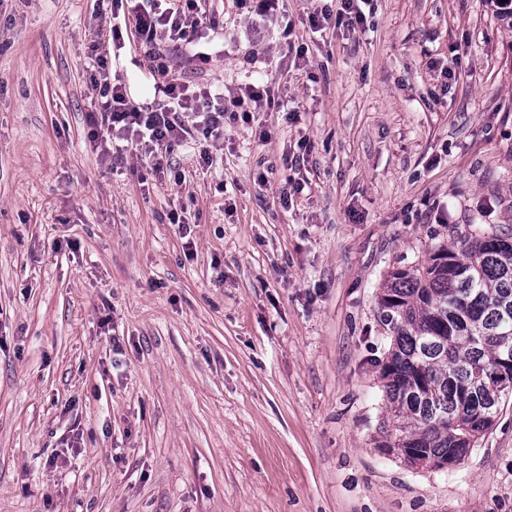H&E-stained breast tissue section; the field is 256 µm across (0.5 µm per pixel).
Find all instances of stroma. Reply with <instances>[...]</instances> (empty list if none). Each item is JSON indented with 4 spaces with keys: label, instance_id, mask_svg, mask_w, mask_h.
Masks as SVG:
<instances>
[{
    "label": "stroma",
    "instance_id": "obj_1",
    "mask_svg": "<svg viewBox=\"0 0 512 512\" xmlns=\"http://www.w3.org/2000/svg\"><path fill=\"white\" fill-rule=\"evenodd\" d=\"M193 6L206 65L122 26L135 99L267 81L284 109L158 175L91 140L111 0H0V512H512V399L455 468L383 449L380 309L469 225L512 233V17L372 0L320 35L339 0ZM366 1L369 0H340L341 7L336 15L327 8L321 10L320 13H313L309 17L310 28L316 33L327 28L335 29L336 26H343L354 33L364 25L366 20L360 7V3L366 4Z\"/></svg>",
    "mask_w": 512,
    "mask_h": 512
}]
</instances>
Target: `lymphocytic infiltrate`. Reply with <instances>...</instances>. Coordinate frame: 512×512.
Wrapping results in <instances>:
<instances>
[{"label": "lymphocytic infiltrate", "mask_w": 512, "mask_h": 512, "mask_svg": "<svg viewBox=\"0 0 512 512\" xmlns=\"http://www.w3.org/2000/svg\"><path fill=\"white\" fill-rule=\"evenodd\" d=\"M162 2L135 0L131 13L141 40L146 46H153L158 34L163 32L172 42L192 45L195 61L210 62V44L204 41L203 32L216 29V19L166 8ZM155 92L163 96V103L145 106L129 96L123 78L104 83L95 103V109L101 115L98 132L101 144L126 141L156 159L195 135L219 132L224 127L226 115L249 113L254 105L269 112L280 109L273 89L267 85L248 84L231 95L214 96L207 90L193 92L187 85L163 82L156 84Z\"/></svg>", "instance_id": "1"}]
</instances>
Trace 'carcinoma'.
I'll use <instances>...</instances> for the list:
<instances>
[{
    "label": "carcinoma",
    "mask_w": 512,
    "mask_h": 512,
    "mask_svg": "<svg viewBox=\"0 0 512 512\" xmlns=\"http://www.w3.org/2000/svg\"><path fill=\"white\" fill-rule=\"evenodd\" d=\"M391 349L381 368L392 440L407 463L462 459L512 396V234L474 224L428 260L390 273Z\"/></svg>",
    "instance_id": "1"
}]
</instances>
